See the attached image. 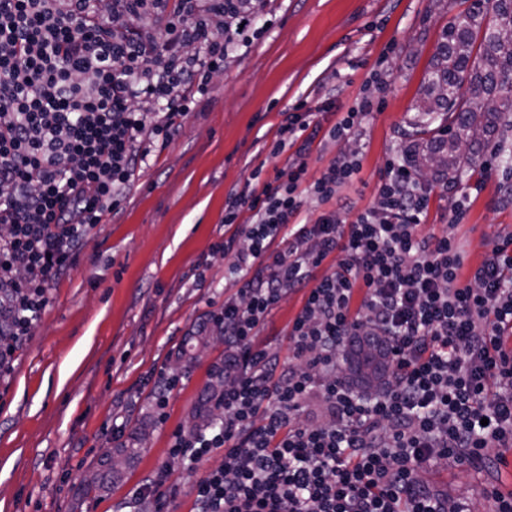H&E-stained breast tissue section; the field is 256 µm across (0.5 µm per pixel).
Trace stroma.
Returning a JSON list of instances; mask_svg holds the SVG:
<instances>
[{
    "label": "stroma",
    "mask_w": 512,
    "mask_h": 512,
    "mask_svg": "<svg viewBox=\"0 0 512 512\" xmlns=\"http://www.w3.org/2000/svg\"><path fill=\"white\" fill-rule=\"evenodd\" d=\"M471 2L264 0L252 22L258 36L196 94L178 132L155 140L118 215L96 225L50 283L41 320L0 373V512H142L160 501L170 512H192L197 480L224 455L191 470L172 462L169 448L223 365V346L180 374L165 409L156 407L153 384L238 289L231 257L217 248L228 192L284 169L285 158H268L266 146L289 105L331 97L345 110L378 80L386 92L360 135L317 137L307 173L316 179L336 155L358 150L361 172L340 195L356 212L374 206L388 161L405 156L412 104L441 30ZM449 230L468 268L512 231V165L489 150L481 170L454 187H434L420 231ZM304 299L301 290L283 296L258 337L280 358L288 356L281 335ZM118 420L124 431H116ZM138 427L149 434L140 458L108 496L76 505L86 469ZM165 467L166 482L140 497ZM422 478L480 512L484 489L512 491V449L481 473L433 466Z\"/></svg>",
    "instance_id": "1"
}]
</instances>
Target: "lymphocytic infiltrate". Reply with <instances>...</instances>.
I'll list each match as a JSON object with an SVG mask.
<instances>
[{
  "mask_svg": "<svg viewBox=\"0 0 512 512\" xmlns=\"http://www.w3.org/2000/svg\"><path fill=\"white\" fill-rule=\"evenodd\" d=\"M103 2L0 0V283H16L15 336L251 25L224 0ZM374 107L361 98L327 129L318 114L335 102L286 112L269 145L286 174L227 196L220 248L241 286L210 316L224 330L221 421L176 432L169 450L189 468L224 454L195 485L196 512H471L421 469H490L512 447V233L465 269L454 234L420 233L433 187L396 161L354 220L303 214L307 196L331 201L361 171L342 154L305 183L318 133L351 138ZM300 289L283 363L256 338ZM355 336L384 339L386 381L371 392L342 367Z\"/></svg>",
  "mask_w": 512,
  "mask_h": 512,
  "instance_id": "f902f5d3",
  "label": "lymphocytic infiltrate"
}]
</instances>
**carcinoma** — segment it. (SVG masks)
<instances>
[{"label": "carcinoma", "instance_id": "cac0c4a2", "mask_svg": "<svg viewBox=\"0 0 512 512\" xmlns=\"http://www.w3.org/2000/svg\"><path fill=\"white\" fill-rule=\"evenodd\" d=\"M407 157L415 170L429 172L442 184L456 185L477 165L489 147L509 160L500 130L512 128V0H495L491 6L475 3L455 16L443 29L442 41L431 58L427 77L419 90ZM224 340L221 331L203 328L190 336L192 346L209 347ZM354 376L364 387L379 385L387 363L381 353H365L353 345L348 351ZM202 404L192 413L189 429L202 430L217 417L216 397L224 391V374L206 384ZM134 433L137 447L121 446L117 454L130 463L138 459L145 441ZM107 456L100 467L87 472L85 494L104 495L121 479Z\"/></svg>", "mask_w": 512, "mask_h": 512}]
</instances>
